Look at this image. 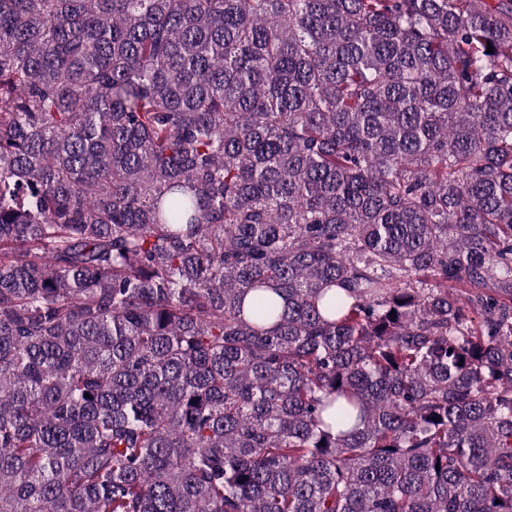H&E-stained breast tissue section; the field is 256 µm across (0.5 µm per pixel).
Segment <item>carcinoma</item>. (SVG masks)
<instances>
[{
	"label": "carcinoma",
	"instance_id": "cac0c4a2",
	"mask_svg": "<svg viewBox=\"0 0 512 512\" xmlns=\"http://www.w3.org/2000/svg\"><path fill=\"white\" fill-rule=\"evenodd\" d=\"M0 512H512V0H0Z\"/></svg>",
	"mask_w": 512,
	"mask_h": 512
}]
</instances>
